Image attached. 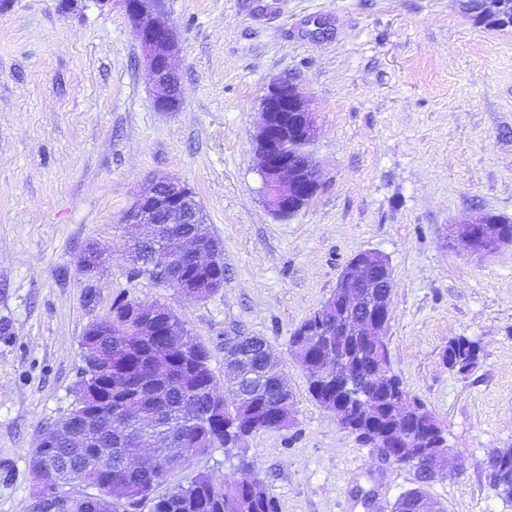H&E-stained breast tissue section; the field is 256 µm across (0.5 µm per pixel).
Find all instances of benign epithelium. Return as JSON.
I'll use <instances>...</instances> for the list:
<instances>
[{
  "instance_id": "1",
  "label": "benign epithelium",
  "mask_w": 512,
  "mask_h": 512,
  "mask_svg": "<svg viewBox=\"0 0 512 512\" xmlns=\"http://www.w3.org/2000/svg\"><path fill=\"white\" fill-rule=\"evenodd\" d=\"M103 8L117 4L129 20L134 35L147 58L146 79L157 89L155 105L160 111H173L181 101L180 84L171 64L176 51V37L165 9V0H95ZM476 20L484 25L500 28L512 27V2L501 0H476ZM261 123L255 136V150L266 192L268 206L279 217H290L301 211L319 188L316 170L309 161L308 148L316 135V126L307 101L292 83L272 86L262 101ZM197 200L187 185L166 177L156 178L150 190L140 195L131 211V229L141 242L157 240L164 224H193L196 220ZM465 237L470 248L479 254H492L505 245L512 246V234L498 224H489L484 214H478L466 226ZM105 251L95 244L89 245L80 257V267L86 273L98 269L104 261ZM192 259L196 271L194 279L184 278L173 282L182 295L189 288H214L216 284L204 280L205 270L221 261L218 241L204 238L197 231L185 237L166 241V248L157 252L156 261L170 263L174 256ZM394 287L392 270L380 253L365 250L355 255L347 264L336 283L333 295L320 311L321 317L333 315V327L338 336H353L361 341V358L372 368L367 382L386 385L390 377L376 365L390 323L391 298ZM348 357L343 352L327 348L321 363L315 368L316 377L344 380ZM86 393V413L82 414L83 429L101 423L97 403L103 398L98 387L90 386ZM373 443L383 449L386 459H392L390 448H406L408 460L421 469L436 474L427 463L419 446L422 440L408 431ZM78 448H96L94 461L98 468L108 469L112 464V449L104 448L98 441H88L85 435L75 439ZM138 454L159 463L158 472L165 474L172 458L170 446L154 436L139 441Z\"/></svg>"
}]
</instances>
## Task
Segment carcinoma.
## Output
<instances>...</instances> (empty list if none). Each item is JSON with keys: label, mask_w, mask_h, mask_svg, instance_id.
I'll use <instances>...</instances> for the list:
<instances>
[{"label": "carcinoma", "mask_w": 512, "mask_h": 512, "mask_svg": "<svg viewBox=\"0 0 512 512\" xmlns=\"http://www.w3.org/2000/svg\"><path fill=\"white\" fill-rule=\"evenodd\" d=\"M136 259L141 261V275L162 281L163 275L155 270L153 254L156 247L135 246ZM165 335L137 336L132 333L138 321L131 301H117L112 312L94 322L97 331L104 333L100 340L104 350L112 352V360H126L134 372L146 371L147 362L155 356L167 355L192 364L193 373L188 388L177 394L166 392L154 383L134 389L136 376L132 373L108 375L103 364L85 366L83 371L89 381L99 384L112 404L102 405L105 415L104 433L112 445V469L98 470L91 456L78 459L68 447L71 435H62L49 444L38 445L31 451V463L38 479L45 482L41 490H33L26 512H102L98 497L105 495L111 500L112 512H137L148 504L150 512H242L237 503L247 505V512H280L279 502L259 488L252 491L241 480L231 486L213 482L206 472H198L184 484H178L165 492L158 489L167 483L168 477L157 478L156 467L150 460L130 461L137 448L136 440L141 433H150L170 441L173 457L193 458L203 456L213 448H234L250 437L251 426L242 420L226 430L221 422L240 417L253 403H265L271 407L280 402L279 381L281 369L268 354L267 341L252 337L253 343L237 362V369L256 375L255 386L240 385L238 391L224 399V412L215 418L212 412L210 392L215 387L214 375L209 366L210 353L206 346L191 335L185 322L177 315H169L170 309L158 306ZM310 315L291 337L292 354L301 366L319 357L321 336H298L305 327H316L315 317ZM480 343L467 336H456L448 342L443 361L448 367L461 372L469 370L477 361ZM308 392L322 407L328 409L343 404L348 431L365 442L374 430L396 428L398 420L393 409L414 404L421 407L399 377H394L391 398L373 407V421L363 415L365 401L349 390H338L324 384L307 373ZM122 406L125 415H113V409ZM438 512L440 507L425 492L417 489L402 495L395 503V512H423L427 508Z\"/></svg>", "instance_id": "carcinoma-1"}]
</instances>
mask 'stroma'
<instances>
[{
	"label": "stroma",
	"instance_id": "stroma-1",
	"mask_svg": "<svg viewBox=\"0 0 512 512\" xmlns=\"http://www.w3.org/2000/svg\"><path fill=\"white\" fill-rule=\"evenodd\" d=\"M465 3L165 0L181 105L161 112L120 7L0 0V512H25L30 453L74 403L81 337L123 298L181 317L219 384L225 337L268 341L294 421L245 446L281 512H393L414 468L343 429L290 349L364 250L394 277L391 368L448 441L428 495L443 512H512L482 465L512 448V247L479 255L457 235L480 212L512 221V27L477 24ZM283 81L314 114L320 176L287 219L267 207L253 143ZM157 175L192 188L221 245L207 299L129 274L128 215ZM92 241L109 258L87 276ZM454 336L481 346L464 373L443 361ZM236 454L212 449L172 481L233 482Z\"/></svg>",
	"mask_w": 512,
	"mask_h": 512
}]
</instances>
